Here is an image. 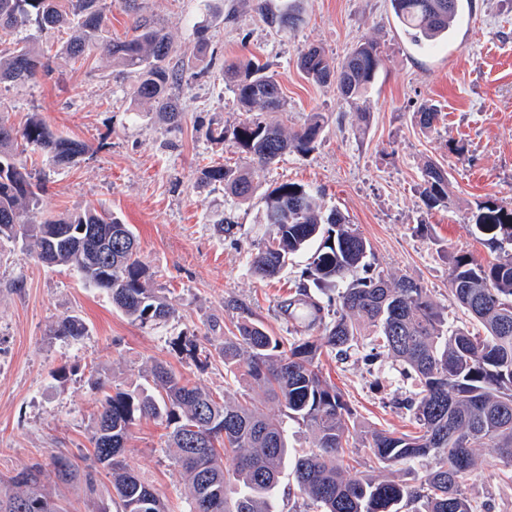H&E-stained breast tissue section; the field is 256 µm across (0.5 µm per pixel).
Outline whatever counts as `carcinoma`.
Wrapping results in <instances>:
<instances>
[{
  "mask_svg": "<svg viewBox=\"0 0 512 512\" xmlns=\"http://www.w3.org/2000/svg\"><path fill=\"white\" fill-rule=\"evenodd\" d=\"M103 0H0V37L20 25L39 30L75 28L65 52L77 57L99 50L137 75L135 97L152 104L172 128L183 112L173 89L179 71L170 66V41L155 22L138 14L136 0L131 37L114 41L106 35ZM403 34L426 50L448 33L461 9L460 0H390ZM382 65L380 47L357 44L339 66L310 46L299 56L301 70L318 84H334L352 104L366 103ZM51 56L15 43L0 54V84L47 77ZM233 93L247 116L233 128L209 130L215 139H231L244 165L213 164L200 171L206 186H221L239 202L251 199V168H270L289 152L307 155L324 130L326 117L312 113L297 131H283L253 111L279 112L283 97L276 74L250 60L231 64ZM440 112L432 103L415 112L417 124L432 130ZM86 152L80 141L54 134L34 117L17 129L0 120V242L22 243L43 265L69 266L85 285L106 291L112 304L131 322L153 328L174 316L153 273L139 255L136 236L112 214L84 209L37 224L26 219L37 209L49 171L70 165ZM422 203L433 208L451 204L448 171L429 161L423 170ZM263 221L269 238L250 255L251 271L272 280L293 256L309 252L295 296L283 305L294 321L317 327L320 336L284 341L236 300L240 311L234 328L205 341H184L181 350L206 366L218 358L247 389L237 396L214 393L191 384L163 364L150 376L157 394L144 388L105 391L92 415L93 451L83 464L60 454L51 456L56 482L78 491H94L96 475L112 477L116 512H167L158 493L141 481L128 458L135 421L161 422L168 429L171 460L188 481V512H276L270 494L286 459L288 422L305 426L311 446L293 461L296 495L315 512H491L478 511L464 487L481 467L477 450L494 448L500 462L512 466V205L488 200L478 216V231L493 256L484 262L467 252L448 253L449 300L482 330L448 325L447 307L438 304L417 280L372 269L369 242L335 208L325 210L320 197L296 183H280L264 196ZM92 225L100 249L92 257L76 251L72 235L55 238L61 226ZM317 293H312L311 289ZM86 327L77 316L60 321L55 334L78 339ZM367 360L391 359L402 365L409 396L397 405L412 412L414 434L390 430L358 431L353 414L336 387L320 372L323 354L346 356L362 344ZM259 388L264 400L254 394ZM279 406L264 412L263 401ZM362 447L372 475L350 474L345 455ZM427 461L416 485L381 476L406 461ZM35 464L7 482L0 481V512H67L42 484Z\"/></svg>",
  "mask_w": 512,
  "mask_h": 512,
  "instance_id": "carcinoma-1",
  "label": "carcinoma"
}]
</instances>
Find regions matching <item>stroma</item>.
Segmentation results:
<instances>
[{
	"label": "stroma",
	"instance_id": "35a3bbf8",
	"mask_svg": "<svg viewBox=\"0 0 512 512\" xmlns=\"http://www.w3.org/2000/svg\"><path fill=\"white\" fill-rule=\"evenodd\" d=\"M467 2L449 42L421 50L399 32L389 0H266L262 12L256 0H138L169 36L170 63L182 72L185 116L177 131L135 97V75L111 57L95 51L73 59L61 52L65 34L15 30L12 41L51 51L56 65L50 77L0 84V116L17 127L38 117L88 147L76 164L51 172L30 221L87 207L111 212L131 225L175 315L155 329L131 323L73 268L44 266L0 243V478L49 463L56 452L89 451L94 378L109 392L128 390L161 362L198 386L239 391L222 362L201 367L172 346L180 337L209 335L214 323L232 327L238 313L227 300L242 302L274 335L295 336L280 306L293 294L304 258L270 282L248 266L267 231L263 195L275 184L317 191L369 241L373 266L414 278L447 305L449 252L489 256L476 228L480 203H512V0ZM285 10L297 18L293 28L275 30L263 17ZM366 41L379 44L383 64L363 114L335 85L308 79L298 58L318 46L339 62ZM249 59L269 64L281 84L285 109L264 113L267 123L292 132L314 112L327 123L309 155L290 153L272 168L253 169L254 196L238 205L223 188L200 186L199 176L214 160L240 163L232 142L210 139L207 130L241 120L225 68ZM426 101L441 112L429 132L414 120ZM430 161L448 171L450 207L429 210L420 200ZM226 220L235 226L229 235L217 230ZM71 315L85 322L84 336H56L58 322ZM322 372L359 430L414 432L409 414L391 405L409 387L390 362L370 366L358 352L345 360L328 354ZM132 431L129 458L140 478L170 512H187L185 478L171 462L164 427L143 419ZM482 457L486 465L469 481L468 496L512 512V482L490 469L494 449Z\"/></svg>",
	"mask_w": 512,
	"mask_h": 512
}]
</instances>
